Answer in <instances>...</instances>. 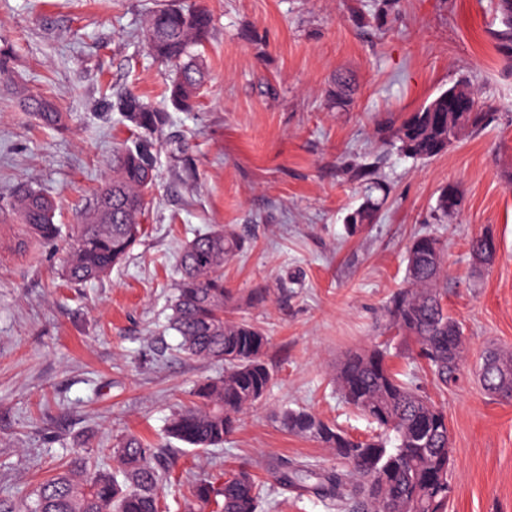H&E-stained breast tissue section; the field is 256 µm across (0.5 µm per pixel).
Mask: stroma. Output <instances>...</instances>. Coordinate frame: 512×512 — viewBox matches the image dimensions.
<instances>
[{
    "label": "stroma",
    "instance_id": "35a3bbf8",
    "mask_svg": "<svg viewBox=\"0 0 512 512\" xmlns=\"http://www.w3.org/2000/svg\"><path fill=\"white\" fill-rule=\"evenodd\" d=\"M167 0H0V503L17 505L75 455L111 464L130 432L170 448L179 479L245 468L263 481L269 512H326L312 493L285 487L284 461L329 470L333 456L274 420L306 407L354 436L371 426L337 395L336 365L349 351L390 341L397 370L413 344L391 338L385 310L420 235L440 236L448 312L466 361L439 389L425 369L414 382L448 420V512H512V400L479 379L487 347L512 350V60L494 47V0H197L214 19L202 51L210 79L191 112L166 99L167 66L144 45L150 13ZM351 73L347 108H333L336 74ZM500 110L485 133L428 162L387 153L379 130L460 79ZM52 99L67 117L55 132L20 106L13 83ZM132 92L168 110L156 133L157 179L143 235L112 273L85 284L62 274L78 224L110 175L116 143L132 130L106 104ZM381 160L386 197L376 223L349 234L364 197L353 167ZM52 198L61 230L48 242L17 223L18 186ZM460 205L433 219L442 187ZM221 225L241 249L224 266L235 313L266 331L274 374L265 397L223 447L198 453L169 439V416L223 363L189 359L168 327L184 244ZM493 234L494 265L476 268L471 237Z\"/></svg>",
    "mask_w": 512,
    "mask_h": 512
}]
</instances>
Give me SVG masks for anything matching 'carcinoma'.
I'll use <instances>...</instances> for the list:
<instances>
[{
	"label": "carcinoma",
	"instance_id": "1",
	"mask_svg": "<svg viewBox=\"0 0 512 512\" xmlns=\"http://www.w3.org/2000/svg\"><path fill=\"white\" fill-rule=\"evenodd\" d=\"M499 28L493 30L497 50L512 58V0H495ZM212 15L200 5H166L151 13L142 32L148 49L170 63L173 75L166 85L172 107L194 108L208 72L197 51L209 40ZM466 90L477 108L468 115L448 114L438 99ZM28 111L58 131L66 130L62 113L44 96L25 98ZM138 134L112 152V176L98 190L79 225L76 244L63 270L75 282L99 280L119 266L142 235L140 218L146 195L157 178L153 135L169 120V113L127 93L112 103ZM497 119V106L479 98L466 80L456 82L381 130L383 144L413 161L434 159L463 137L482 134ZM382 189L369 182L363 203L348 217L356 233L372 223L379 211ZM459 206L453 188L440 191L434 219L448 220ZM22 223L46 241L58 234L53 218L56 203L32 188L18 190L12 201ZM240 248L237 236L217 225L186 243L179 259L170 318L188 357L224 363V376L207 379L193 392L195 400L173 413L169 437L197 451L224 445L240 416L266 394L272 372L263 360L264 330L233 316V296L224 287V263ZM447 279L444 247L439 238H415L406 254V284L397 291L387 316L396 329L412 339V358L422 362L446 388L456 383L464 364L463 332L448 315L441 284ZM386 345L349 352L336 371V387L343 400L376 425L377 433L355 439L305 408L284 407L275 414L280 428L326 448L336 468L321 471L307 462H285L276 471L280 484L318 490L322 500L336 502L340 512H448L450 458L448 421L437 405L395 371ZM512 355L500 351L483 360L480 381L489 393L512 397V371L500 365ZM164 449L153 448L128 434L112 448L110 470L86 472L81 456L44 480L36 499L21 512H162L160 489L166 468ZM185 512H266L264 485L251 471L239 469L224 480H187Z\"/></svg>",
	"mask_w": 512,
	"mask_h": 512
}]
</instances>
